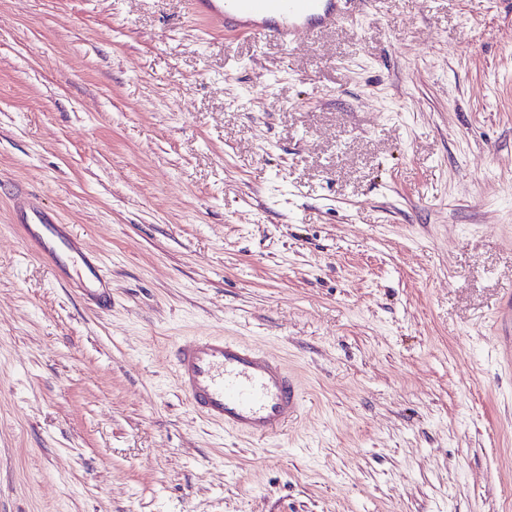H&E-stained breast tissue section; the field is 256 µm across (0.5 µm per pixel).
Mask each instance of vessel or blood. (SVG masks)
<instances>
[{"label": "vessel or blood", "instance_id": "obj_1", "mask_svg": "<svg viewBox=\"0 0 512 512\" xmlns=\"http://www.w3.org/2000/svg\"><path fill=\"white\" fill-rule=\"evenodd\" d=\"M192 7L215 27L287 46L299 33L316 37L349 18L348 0H193ZM15 203L37 252L59 269L77 267L81 254L44 219L36 198L26 194ZM84 291L97 306L111 301L101 268H91ZM173 366L177 388L191 408L231 434L277 436L300 409L298 385L284 365L239 340L195 337L176 345Z\"/></svg>", "mask_w": 512, "mask_h": 512}]
</instances>
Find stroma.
<instances>
[{
	"instance_id": "1",
	"label": "stroma",
	"mask_w": 512,
	"mask_h": 512,
	"mask_svg": "<svg viewBox=\"0 0 512 512\" xmlns=\"http://www.w3.org/2000/svg\"><path fill=\"white\" fill-rule=\"evenodd\" d=\"M350 11L284 46L189 0H0V512H512V0ZM194 336L285 364L286 430L190 408ZM15 203L21 216V224L27 225L37 252L60 270L69 269L70 266L76 275L81 274L78 263H84L82 255L74 251L70 240L61 234L56 224L48 223L44 219L37 199L25 194L17 197ZM63 253L69 254V265L63 261ZM89 270L91 277H84L83 292L90 296L98 307H106L110 304L111 296L107 288V280L100 266L90 267L85 265Z\"/></svg>"
}]
</instances>
